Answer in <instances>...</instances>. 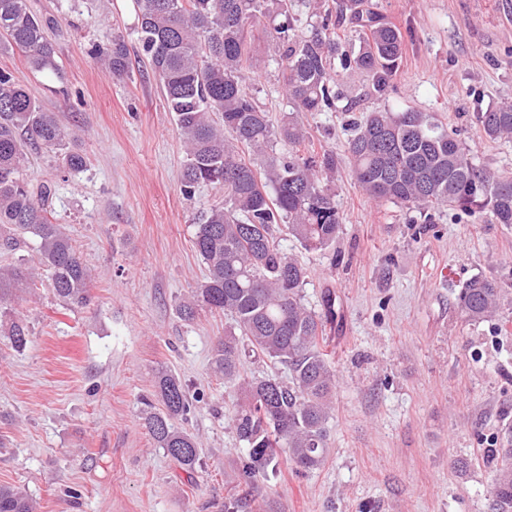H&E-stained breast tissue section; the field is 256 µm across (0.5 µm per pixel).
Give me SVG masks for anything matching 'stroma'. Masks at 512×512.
<instances>
[{
    "instance_id": "obj_1",
    "label": "stroma",
    "mask_w": 512,
    "mask_h": 512,
    "mask_svg": "<svg viewBox=\"0 0 512 512\" xmlns=\"http://www.w3.org/2000/svg\"><path fill=\"white\" fill-rule=\"evenodd\" d=\"M373 2L406 41L387 90L344 71L350 111L303 116L311 150L336 156L340 233L322 252L282 242L309 270L305 304L336 313L326 326L329 451L317 469L283 461L247 485L230 421L241 393L211 363L229 319L177 313L205 275L194 226L224 195L180 192L185 153L133 32L134 0H30L51 21L59 69L34 72L17 51L0 55V70L56 113L86 166L66 173L55 151L34 149L24 176L54 184L52 221L92 272L84 307L64 306L45 285L0 303V485L24 489L37 512H490L485 452L512 424V227L451 211L408 223L406 209L354 182L346 145L365 113L414 107L435 113L480 164L512 172V142L487 140L478 124L488 107L512 105V0ZM118 33L132 58L120 82L90 56ZM247 41L266 63L247 71L246 87L279 121L287 106L274 46L260 26ZM476 275L503 287L499 311L479 323L457 307ZM14 319L30 331L22 349L6 334ZM162 368L193 403L180 422L199 446L191 472L142 424L141 400Z\"/></svg>"
}]
</instances>
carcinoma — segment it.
<instances>
[{
	"mask_svg": "<svg viewBox=\"0 0 512 512\" xmlns=\"http://www.w3.org/2000/svg\"><path fill=\"white\" fill-rule=\"evenodd\" d=\"M136 40L148 55L168 111L185 145L180 192L187 200L209 184L224 190V204L201 215L193 246L206 274L191 298L178 306L192 322L207 308L231 317L213 348V365L224 382L242 390L232 417L239 442L248 449L241 476L253 483L276 469L280 453L296 468L320 467L329 448L327 423L336 389L328 354L321 348L333 310L317 313L303 303L308 271L281 245L282 233L311 251L336 241L341 218L330 183L336 157L325 150L306 154L305 112L336 106L335 65L359 70L385 90L404 53V38L369 0H339L320 16L310 34H296L291 0H136ZM280 21L267 31L278 46L289 111L273 124L245 87L246 71L259 66L250 54L247 28L267 17ZM359 28L362 41L348 52L335 22ZM47 23L29 0H0V54L24 53L36 72L57 70ZM92 58L118 80L131 70L124 37L96 48ZM484 136L512 139V106H491L478 116ZM69 133L12 76L0 70V255L36 241L37 265L0 264V301L37 287L43 270L54 296L70 307L89 301L91 271L71 239L49 218L52 186L34 190L23 177L27 145L62 151L61 166L78 171L84 157L65 151ZM288 147L280 156L276 147ZM351 174L369 197L416 211L423 223L452 208L467 217L487 214L512 225V175L479 164L471 149L431 112L415 108L368 113L348 141ZM503 288L483 275L467 280L457 306L478 322L495 311ZM17 348L28 343V327L11 322ZM274 365L288 369L286 385L273 375L242 374L241 342ZM143 420L156 447L192 471L199 460L195 438L177 421L190 411L181 380L161 369L154 399L143 402ZM496 466L491 512H512V427L504 425L498 446L488 449ZM0 512H35L20 489L0 486Z\"/></svg>",
	"mask_w": 512,
	"mask_h": 512,
	"instance_id": "obj_1",
	"label": "carcinoma"
}]
</instances>
